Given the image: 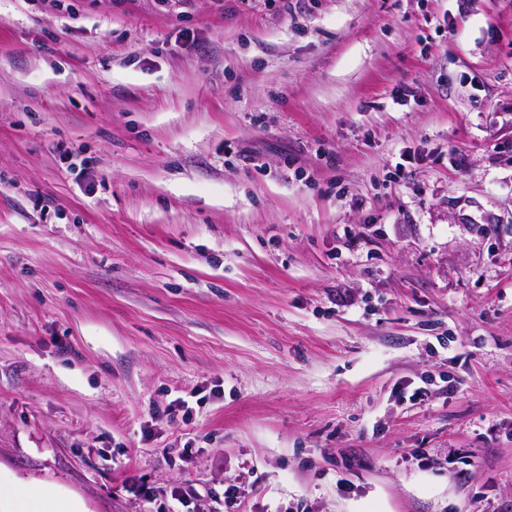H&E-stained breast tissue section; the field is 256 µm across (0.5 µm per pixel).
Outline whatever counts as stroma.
Wrapping results in <instances>:
<instances>
[{"label": "stroma", "mask_w": 512, "mask_h": 512, "mask_svg": "<svg viewBox=\"0 0 512 512\" xmlns=\"http://www.w3.org/2000/svg\"><path fill=\"white\" fill-rule=\"evenodd\" d=\"M19 483L512 512V0H0Z\"/></svg>", "instance_id": "stroma-1"}]
</instances>
